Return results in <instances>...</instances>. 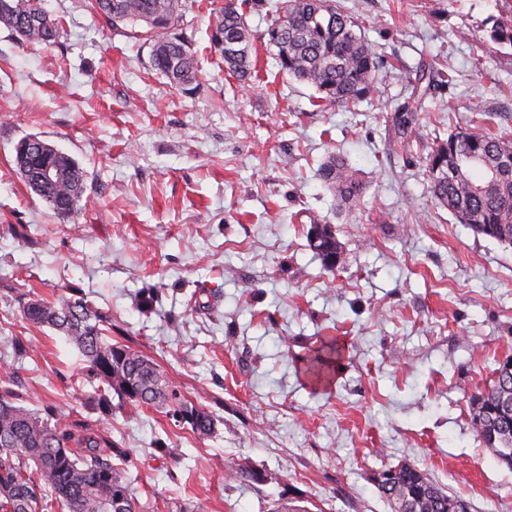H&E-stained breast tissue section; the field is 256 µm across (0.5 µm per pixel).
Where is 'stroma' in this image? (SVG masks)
Returning a JSON list of instances; mask_svg holds the SVG:
<instances>
[{
    "mask_svg": "<svg viewBox=\"0 0 512 512\" xmlns=\"http://www.w3.org/2000/svg\"><path fill=\"white\" fill-rule=\"evenodd\" d=\"M273 2L240 4L257 48L244 86L210 41L225 0H187L194 92L167 86L149 47L107 27L88 0H44L60 25L48 48L0 24V336L28 351L0 347V389L75 435H99L102 455L118 444L138 499L157 512L190 499L208 512H269L279 498L311 512H390L371 476L403 460L471 512H512V469L469 417L470 398L512 355V246L439 207L425 165L436 138L483 116L512 140V47L483 37L512 0H340L383 62L375 95L351 111L317 106L310 86L279 71L264 48ZM421 66L439 86L400 148L392 117L412 94L405 73ZM29 135L87 173L70 221L15 168ZM336 153L366 180L349 214L318 177ZM316 224L344 246L336 272L309 246ZM154 287L153 311H140ZM65 288L109 311L113 340L212 412L215 433L146 406L102 419L77 349L21 316L23 300ZM331 336L348 349L317 386L306 360ZM159 439L176 460L153 456ZM232 458L259 480L231 479Z\"/></svg>",
    "mask_w": 512,
    "mask_h": 512,
    "instance_id": "35a3bbf8",
    "label": "stroma"
}]
</instances>
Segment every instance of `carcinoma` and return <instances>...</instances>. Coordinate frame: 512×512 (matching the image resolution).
<instances>
[{"label":"carcinoma","instance_id":"1","mask_svg":"<svg viewBox=\"0 0 512 512\" xmlns=\"http://www.w3.org/2000/svg\"><path fill=\"white\" fill-rule=\"evenodd\" d=\"M91 8L112 29L140 38L151 48L150 66L170 85L188 90L198 82V61L192 40L179 31L182 0H91ZM486 35L512 46V16L491 17ZM0 24L26 43L55 44L60 27L43 7V0H0ZM266 49L281 72L310 85L321 103L350 108L375 92L381 59L352 10L336 0H278L265 31ZM211 43L224 57L227 72L250 81L254 69L253 35L235 0H227L211 29ZM413 103L394 113L400 137L410 138L417 125V104L433 93V71L421 67L407 75ZM55 178L35 194L60 218L80 209L87 190L85 171L60 149L49 150ZM429 189L437 204L461 224L502 244L512 245V141L476 126L452 132L431 147L426 158ZM319 178L340 205L357 206L363 190L359 170L332 154ZM321 238L311 249L330 272V257L343 250L330 224L318 225ZM23 319L49 327L79 351L90 375L103 385L98 403L103 418L112 416V396L133 406L160 407L193 433L215 432L213 415L166 382L151 359L105 336L109 314L95 307L74 288L47 300L34 296L24 302ZM344 350L338 341L324 344L308 359L307 373L316 382L329 376L331 364ZM470 416L481 417L477 435L498 461L512 467V373L499 366L492 384L475 395ZM95 435L76 437L51 416L17 404L8 390L0 394V512H45L57 503L60 512H154L131 491L121 468L96 451ZM234 479L256 480L250 466L226 462ZM389 486H377L391 512H470L463 499L448 495L415 464L404 461L391 468Z\"/></svg>","mask_w":512,"mask_h":512}]
</instances>
